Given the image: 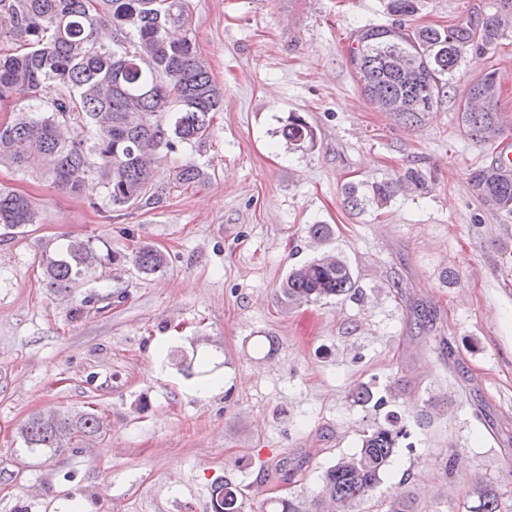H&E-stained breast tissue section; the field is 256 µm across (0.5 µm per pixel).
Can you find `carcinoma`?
<instances>
[{"instance_id": "cac0c4a2", "label": "carcinoma", "mask_w": 512, "mask_h": 512, "mask_svg": "<svg viewBox=\"0 0 512 512\" xmlns=\"http://www.w3.org/2000/svg\"><path fill=\"white\" fill-rule=\"evenodd\" d=\"M494 5L480 24L460 20L447 28L367 25L358 30L351 64L363 95L405 123L421 121L438 103L465 51L497 44L512 25V0H494ZM189 27L188 0H0V42L24 46L0 51V102L14 94L27 100L11 123L0 125V164L39 174L71 196L83 195L96 174L114 208L137 207L154 197L158 153L204 144L215 113L224 110V90L197 54ZM501 93L493 69L470 81L460 104L464 136L491 142L502 133ZM71 124L91 126L93 138L79 132L63 136ZM283 137L300 146L313 142L315 134L303 117L293 115ZM200 178L191 162L176 168L175 179L183 185ZM470 181L484 206L512 213V169L498 161L473 170ZM424 185L422 172L412 169L397 179L350 183L344 206L361 212ZM37 220L29 198L0 189V228L15 230ZM104 261L115 262L117 256L90 239L49 242L41 260L44 284L66 295ZM126 261L145 275L161 273L166 265L163 253L149 244ZM355 287L350 266L328 254L292 269L280 293L289 304H311ZM100 429L94 411L49 410L31 415L18 434L27 450L55 454ZM407 437L397 412H388L384 423L364 432L357 452L327 469L315 512H355ZM472 494L478 501L475 512H499L493 481L481 479ZM241 508L231 484L213 489V512ZM266 509L299 512L286 497L269 499Z\"/></svg>"}]
</instances>
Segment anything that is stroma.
<instances>
[{
	"label": "stroma",
	"instance_id": "stroma-1",
	"mask_svg": "<svg viewBox=\"0 0 512 512\" xmlns=\"http://www.w3.org/2000/svg\"><path fill=\"white\" fill-rule=\"evenodd\" d=\"M491 0H417L414 22L483 20ZM388 0H190L198 53L224 89L201 147L164 153L160 199L103 205L0 165V188L31 199L37 223L0 235V512H212L215 483L243 512L288 496L310 508L328 467L397 412L409 436L357 512H471L490 478L512 512V215L487 209L472 170L512 148V31L467 50L416 125L375 109L350 63L356 32L388 23ZM494 69L504 135L459 132L467 83ZM315 129L289 145L290 115ZM189 161L198 183L174 181ZM416 169L426 187L357 215L345 183ZM329 224L319 243L308 225ZM124 257L160 249L163 274L103 264L67 296L41 278L60 238ZM344 259L357 296L288 305V272ZM204 364L223 387L200 393ZM361 387L390 394L361 406ZM95 409L100 434L53 455L27 451L33 413Z\"/></svg>",
	"mask_w": 512,
	"mask_h": 512
}]
</instances>
